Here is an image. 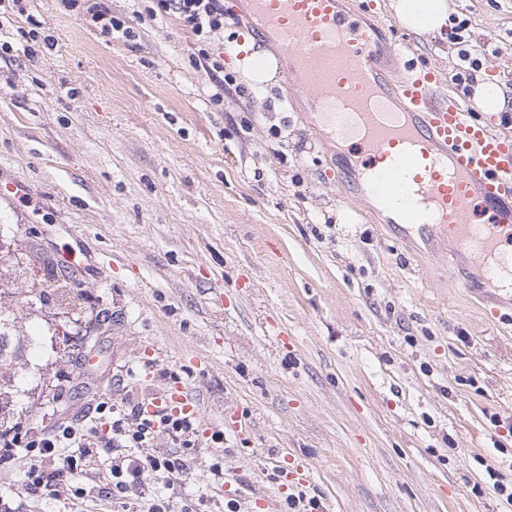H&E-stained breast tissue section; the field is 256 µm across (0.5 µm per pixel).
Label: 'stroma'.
Returning a JSON list of instances; mask_svg holds the SVG:
<instances>
[{
	"label": "stroma",
	"mask_w": 512,
	"mask_h": 512,
	"mask_svg": "<svg viewBox=\"0 0 512 512\" xmlns=\"http://www.w3.org/2000/svg\"><path fill=\"white\" fill-rule=\"evenodd\" d=\"M464 44L393 35L447 91L460 50L512 86V0H449ZM129 38L102 35L61 0H25L0 28V310L32 339L6 429L95 428L101 402L143 404L171 381L200 401L197 446L174 487L206 512H284L299 492L332 512H512V325L460 288L449 255L390 224L371 197L340 224L356 184L276 73L254 89L231 53L253 40L236 0L210 52L224 97L171 16L104 0ZM52 47L28 51L32 24ZM81 314L57 306L56 286ZM42 305L27 303L31 289ZM98 318L96 338H67ZM243 413L245 439L224 432ZM112 451L77 480L0 462L9 512H113ZM223 467L215 478L213 464ZM87 494L76 498L73 486Z\"/></svg>",
	"instance_id": "1"
}]
</instances>
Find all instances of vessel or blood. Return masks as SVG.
<instances>
[{
	"mask_svg": "<svg viewBox=\"0 0 512 512\" xmlns=\"http://www.w3.org/2000/svg\"><path fill=\"white\" fill-rule=\"evenodd\" d=\"M378 0H244L260 36L276 34L291 63L286 86L314 104L323 135L353 146L370 193L421 235L448 239L476 271L474 285L512 303V134L462 101L437 93L429 63L397 66L400 46L380 51L359 17ZM148 412L197 414L173 382Z\"/></svg>",
	"mask_w": 512,
	"mask_h": 512,
	"instance_id": "1",
	"label": "vessel or blood"
}]
</instances>
